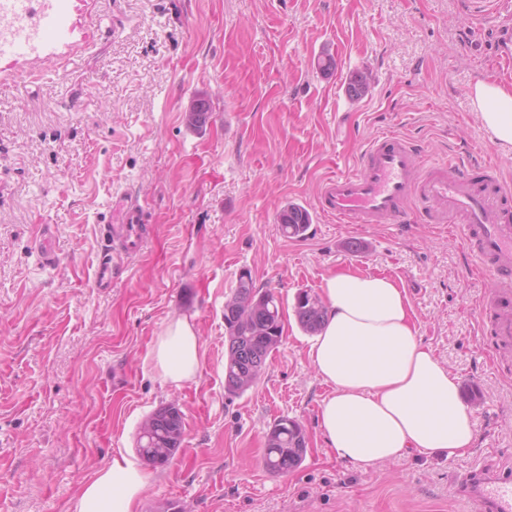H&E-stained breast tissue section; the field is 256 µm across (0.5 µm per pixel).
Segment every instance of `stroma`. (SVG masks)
I'll return each mask as SVG.
<instances>
[{
    "instance_id": "obj_1",
    "label": "stroma",
    "mask_w": 512,
    "mask_h": 512,
    "mask_svg": "<svg viewBox=\"0 0 512 512\" xmlns=\"http://www.w3.org/2000/svg\"><path fill=\"white\" fill-rule=\"evenodd\" d=\"M61 14L58 37L0 54V512H71L81 483L136 457L143 419L173 402L182 446L138 512H470L464 473H512V351L480 326L490 278L447 225L339 224L314 208L321 182L385 132L435 159L481 156L512 181V153L471 98L482 78L512 86L496 66L506 20L461 0H62ZM364 70L371 86L350 99ZM198 100L212 114L199 132L185 122ZM126 197L150 234L101 292L104 228ZM289 203L314 212L302 237L280 231ZM46 224L56 268L34 248ZM246 268L280 299L284 333L256 385L231 396L224 305ZM347 270L404 288L423 342L477 392L464 456L359 470L326 447L329 388L294 304ZM181 316L204 355L176 387L148 353ZM281 416L302 423L307 452L275 476L264 440Z\"/></svg>"
}]
</instances>
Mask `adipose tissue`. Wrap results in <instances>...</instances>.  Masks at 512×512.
Here are the masks:
<instances>
[{
	"instance_id": "1",
	"label": "adipose tissue",
	"mask_w": 512,
	"mask_h": 512,
	"mask_svg": "<svg viewBox=\"0 0 512 512\" xmlns=\"http://www.w3.org/2000/svg\"><path fill=\"white\" fill-rule=\"evenodd\" d=\"M473 103L482 125L512 152V87L481 80ZM327 321L310 344L319 378L331 388L319 429L339 461L366 469L411 451L458 458L476 431L457 375L424 344L404 288L386 275L347 270L324 278ZM149 356L163 382L197 377L202 342L188 318L171 320ZM153 475L127 455L84 482L72 512H135Z\"/></svg>"
}]
</instances>
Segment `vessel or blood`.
<instances>
[{"mask_svg": "<svg viewBox=\"0 0 512 512\" xmlns=\"http://www.w3.org/2000/svg\"><path fill=\"white\" fill-rule=\"evenodd\" d=\"M470 15H512V0H461ZM316 207L340 224L457 225L478 266L494 289L480 312L493 324L498 349L512 348V183L476 162L424 165L417 148L395 133L379 135L363 148L354 172L328 177ZM143 211L123 202L109 234L113 253L98 261L94 285H112L114 257L140 253L148 236ZM463 482L478 512H512V476L471 472Z\"/></svg>", "mask_w": 512, "mask_h": 512, "instance_id": "vessel-or-blood-1", "label": "vessel or blood"}]
</instances>
